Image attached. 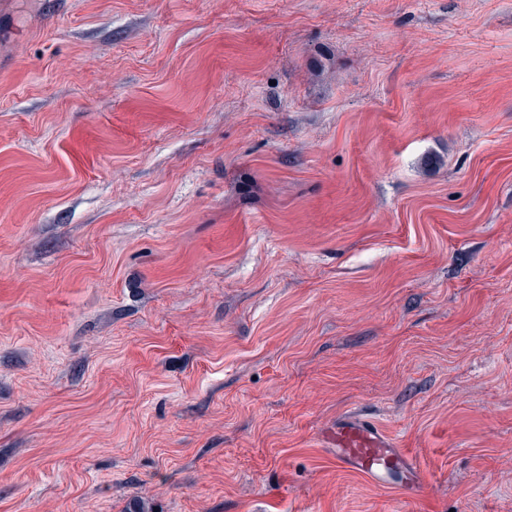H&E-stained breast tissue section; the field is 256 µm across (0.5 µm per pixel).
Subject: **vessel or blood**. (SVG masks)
<instances>
[{
    "label": "vessel or blood",
    "instance_id": "obj_1",
    "mask_svg": "<svg viewBox=\"0 0 512 512\" xmlns=\"http://www.w3.org/2000/svg\"><path fill=\"white\" fill-rule=\"evenodd\" d=\"M323 441L337 468L398 493L403 500H415L426 483L419 460L398 447L377 419L362 411L338 415L324 432Z\"/></svg>",
    "mask_w": 512,
    "mask_h": 512
}]
</instances>
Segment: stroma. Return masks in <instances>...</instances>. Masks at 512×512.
Returning <instances> with one entry per match:
<instances>
[{"instance_id":"1","label":"stroma","mask_w":512,"mask_h":512,"mask_svg":"<svg viewBox=\"0 0 512 512\" xmlns=\"http://www.w3.org/2000/svg\"><path fill=\"white\" fill-rule=\"evenodd\" d=\"M358 406L402 502L319 434ZM512 512V0H12L0 512ZM322 438L337 468L397 492L405 501L415 500L426 483L419 460L405 448H398L377 419L360 410L338 415Z\"/></svg>"}]
</instances>
